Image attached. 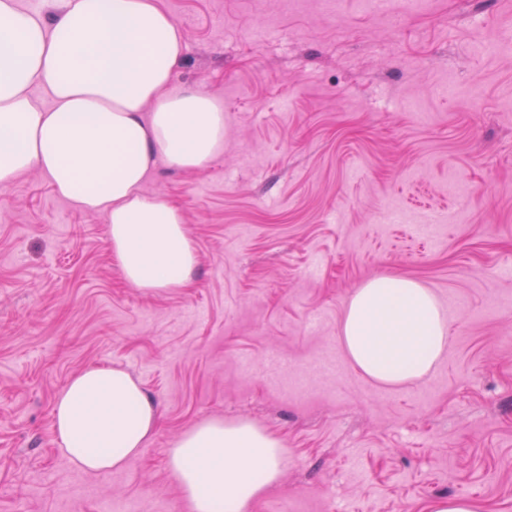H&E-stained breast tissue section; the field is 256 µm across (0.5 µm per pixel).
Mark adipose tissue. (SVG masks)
<instances>
[{
  "instance_id": "1",
  "label": "adipose tissue",
  "mask_w": 512,
  "mask_h": 512,
  "mask_svg": "<svg viewBox=\"0 0 512 512\" xmlns=\"http://www.w3.org/2000/svg\"><path fill=\"white\" fill-rule=\"evenodd\" d=\"M184 49L160 0H60L51 21L0 0V186L34 168L103 214L125 281L144 291L186 287L198 265L180 207L145 195L147 176L160 162L201 168L224 148L223 107L202 89H170ZM341 341L365 375L396 387L435 370L448 324L420 282L378 276L351 297ZM53 415L62 454L93 474L124 467L156 425L152 399L111 367L74 375ZM283 467L278 441L249 422H203L169 451L188 512H249Z\"/></svg>"
}]
</instances>
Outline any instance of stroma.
Segmentation results:
<instances>
[{
	"instance_id": "35a3bbf8",
	"label": "stroma",
	"mask_w": 512,
	"mask_h": 512,
	"mask_svg": "<svg viewBox=\"0 0 512 512\" xmlns=\"http://www.w3.org/2000/svg\"><path fill=\"white\" fill-rule=\"evenodd\" d=\"M160 2L184 38L174 87L224 108L220 155L143 184L178 203L198 266L185 288L130 287L103 215L34 169L0 191V512H185L168 450L209 419L285 450L251 512H512V53L476 49L512 29V0H428L397 27L360 0ZM445 81L459 94H436ZM389 207L404 220L382 222ZM381 275L430 288L449 326L436 370L394 388L341 343ZM95 365L158 411L108 474L72 465L54 429L56 395Z\"/></svg>"
}]
</instances>
